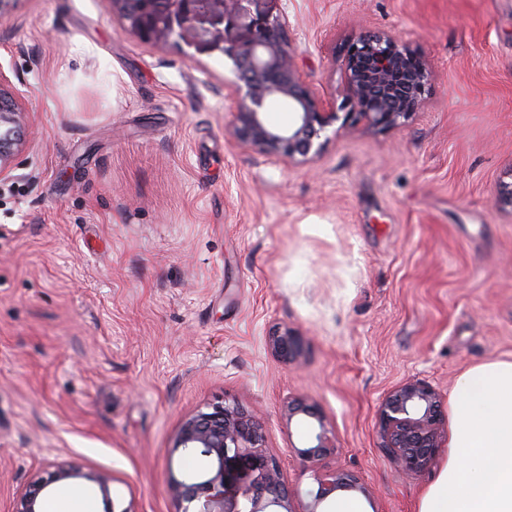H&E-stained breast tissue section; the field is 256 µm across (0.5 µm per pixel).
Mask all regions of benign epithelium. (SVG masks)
Masks as SVG:
<instances>
[{
    "mask_svg": "<svg viewBox=\"0 0 512 512\" xmlns=\"http://www.w3.org/2000/svg\"><path fill=\"white\" fill-rule=\"evenodd\" d=\"M131 30L144 40L177 38L199 53L219 52L232 59L236 81L228 98L234 114L232 135L241 144L291 161H310L319 152L317 141L339 120L301 79L296 47L288 21L275 15L266 0H140L132 15L122 12ZM430 72L409 45L384 32H367L348 44L344 83L355 111L345 120L362 121L380 129L404 124L418 107ZM0 66V180L10 176L22 149L24 95L8 86ZM282 102L294 114L291 125L272 128L264 120L271 105ZM270 350L284 359L296 356L298 337L286 332L269 336ZM288 418L304 415L317 421L312 445L300 454L320 461L336 451L317 408L303 399L288 403ZM441 399L431 385L407 381L392 390L379 411L382 447L398 468L418 473L432 464L442 448ZM173 448L203 458V474L172 478L173 494L186 506L181 512H293V492L280 476L278 461L264 451L261 428L241 406L217 401L186 418ZM85 479L97 485L107 505L109 479L59 465L47 478L35 480L19 500L16 512H43V492L66 480ZM318 487L306 512H321L324 502L339 491L366 493L359 479L346 471L329 470L317 478Z\"/></svg>",
    "mask_w": 512,
    "mask_h": 512,
    "instance_id": "1",
    "label": "benign epithelium"
}]
</instances>
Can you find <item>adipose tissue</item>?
I'll list each match as a JSON object with an SVG mask.
<instances>
[{"label":"adipose tissue","instance_id":"obj_1","mask_svg":"<svg viewBox=\"0 0 512 512\" xmlns=\"http://www.w3.org/2000/svg\"><path fill=\"white\" fill-rule=\"evenodd\" d=\"M450 405L448 460L418 512H512V361L468 370Z\"/></svg>","mask_w":512,"mask_h":512}]
</instances>
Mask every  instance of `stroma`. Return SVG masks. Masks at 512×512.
<instances>
[{
    "label": "stroma",
    "mask_w": 512,
    "mask_h": 512,
    "mask_svg": "<svg viewBox=\"0 0 512 512\" xmlns=\"http://www.w3.org/2000/svg\"><path fill=\"white\" fill-rule=\"evenodd\" d=\"M330 109L345 47L401 36L432 80L398 128L351 123L310 162L230 132L232 61L135 35L112 0H12L0 67L25 141L0 181V512L56 465L98 512H180L181 422L227 398L259 422L305 512L327 468L363 512H417L379 409L422 380L449 400L512 360V0H273ZM300 340L287 362L272 331ZM296 398L321 421L288 417ZM335 454L303 457L318 427Z\"/></svg>",
    "instance_id": "35a3bbf8"
}]
</instances>
